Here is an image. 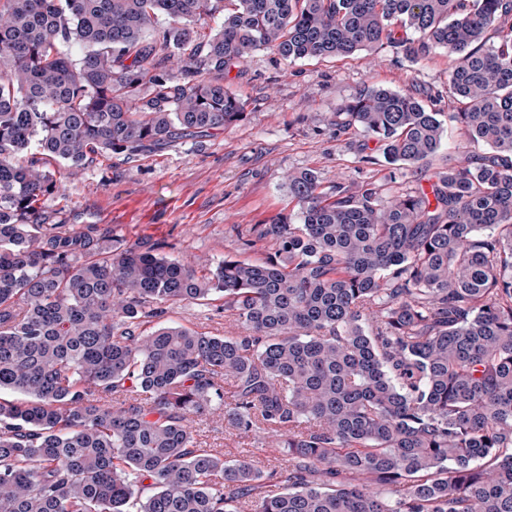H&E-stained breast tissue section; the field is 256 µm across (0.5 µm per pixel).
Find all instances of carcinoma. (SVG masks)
I'll return each instance as SVG.
<instances>
[{"label":"carcinoma","instance_id":"cac0c4a2","mask_svg":"<svg viewBox=\"0 0 512 512\" xmlns=\"http://www.w3.org/2000/svg\"><path fill=\"white\" fill-rule=\"evenodd\" d=\"M386 46L448 54L471 150L429 194L293 172L272 252L216 265L46 206L62 166L235 125L258 51ZM344 114L389 165L445 146L410 93ZM213 297L241 331L152 326ZM218 409L251 452L198 440ZM0 512H512V0H0Z\"/></svg>","mask_w":512,"mask_h":512}]
</instances>
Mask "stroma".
<instances>
[{"label":"stroma","mask_w":512,"mask_h":512,"mask_svg":"<svg viewBox=\"0 0 512 512\" xmlns=\"http://www.w3.org/2000/svg\"><path fill=\"white\" fill-rule=\"evenodd\" d=\"M447 78L448 57L439 51L418 64L388 48L376 55L362 51L344 60L292 63L261 51L243 75L224 80L246 102L247 113L223 135L182 140L134 160L116 155L100 166L64 168L62 195L49 205L64 209L68 223L108 224L131 240H164L187 258L260 259L270 245L246 247L248 231L292 212L290 172L313 171L326 192L339 181L354 191L375 184L387 198L430 188L448 169L444 156L427 164L366 163L363 155H376V145L362 147L353 131L330 121L364 85L426 101L443 90ZM217 307L213 300L186 304L161 322L221 332L225 321Z\"/></svg>","instance_id":"stroma-1"}]
</instances>
